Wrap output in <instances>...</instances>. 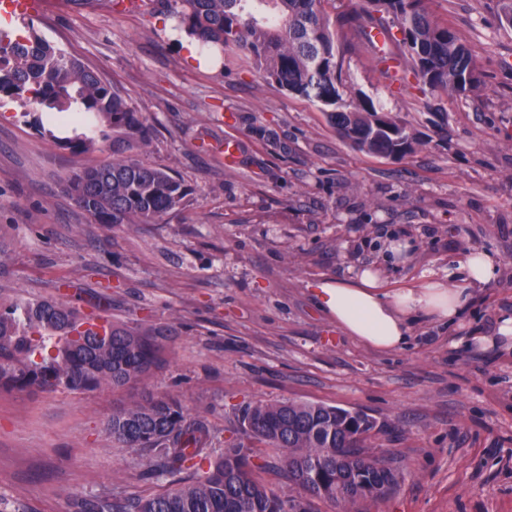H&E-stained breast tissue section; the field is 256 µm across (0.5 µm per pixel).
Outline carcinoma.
Returning <instances> with one entry per match:
<instances>
[{
  "label": "carcinoma",
  "mask_w": 512,
  "mask_h": 512,
  "mask_svg": "<svg viewBox=\"0 0 512 512\" xmlns=\"http://www.w3.org/2000/svg\"><path fill=\"white\" fill-rule=\"evenodd\" d=\"M181 28L202 46L241 52L278 88L321 106L353 148L404 157L418 139L373 101L343 102L337 32L377 62L409 67L422 94L464 95L481 85L474 54L459 33L436 18L428 0H354L352 12L330 18L329 0H173ZM402 39L393 48V28ZM32 105L22 113L38 134L73 154L100 145L112 160L66 178L76 204L98 224H160L177 215L192 188L166 168L137 158L150 141L144 115L99 71L36 35L0 29V98ZM86 314L52 299L0 301V391L80 394L102 386L132 388L162 363L157 329L108 323L100 334L81 329ZM375 422L360 411L309 402H258L244 408L224 453L212 457L213 431L188 418L179 397L143 392L112 411L106 431L119 445L150 457L173 488L149 498L112 489L72 501L71 512H309L312 499L338 512H360L394 488L391 461L370 451ZM281 452L288 496L257 477L253 449L241 437Z\"/></svg>",
  "instance_id": "cac0c4a2"
}]
</instances>
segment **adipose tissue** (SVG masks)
Here are the masks:
<instances>
[{
	"mask_svg": "<svg viewBox=\"0 0 512 512\" xmlns=\"http://www.w3.org/2000/svg\"><path fill=\"white\" fill-rule=\"evenodd\" d=\"M462 267L466 281L462 288L429 279L389 291L378 272L368 267L350 280L322 282L316 295L322 309L347 336L375 350L391 351L404 345L414 320L458 323L471 303L472 288L497 277L498 262L484 251L469 253Z\"/></svg>",
	"mask_w": 512,
	"mask_h": 512,
	"instance_id": "adipose-tissue-1",
	"label": "adipose tissue"
}]
</instances>
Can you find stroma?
I'll return each mask as SVG.
<instances>
[{"label": "stroma", "mask_w": 512, "mask_h": 512, "mask_svg": "<svg viewBox=\"0 0 512 512\" xmlns=\"http://www.w3.org/2000/svg\"><path fill=\"white\" fill-rule=\"evenodd\" d=\"M42 2L11 31L100 70L152 127L143 160L193 193L165 224L95 223L63 179L107 153L72 155L24 122L19 101L0 100V294L84 310L108 296L113 320L164 329L166 356L137 389L0 393V512H70L113 485L164 492L169 478L103 427L143 389L205 418L217 454L259 401L361 411L376 422L372 451L399 473L366 512H512V340L498 336L512 315V28L499 0L428 3L472 47L474 93L425 96L369 54L343 53L344 100L370 98L416 133L401 158L354 149L316 105L235 56L204 66L166 0ZM228 139L240 145L231 167ZM393 240L409 243L406 263L392 260ZM473 249L497 258V278L460 325L418 321L397 350L346 336L318 304V284L368 264L388 288L462 285ZM475 330L489 344L470 341Z\"/></svg>", "instance_id": "obj_1"}]
</instances>
